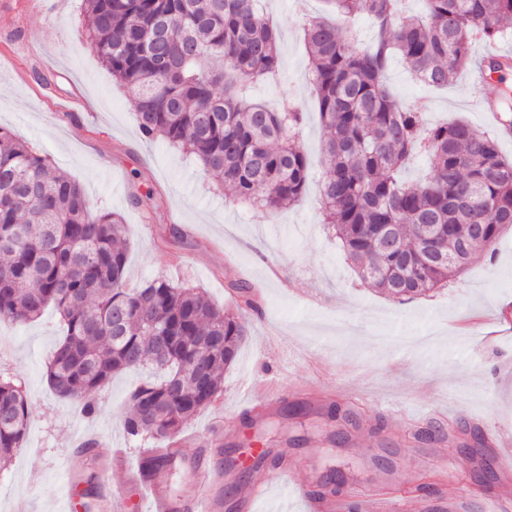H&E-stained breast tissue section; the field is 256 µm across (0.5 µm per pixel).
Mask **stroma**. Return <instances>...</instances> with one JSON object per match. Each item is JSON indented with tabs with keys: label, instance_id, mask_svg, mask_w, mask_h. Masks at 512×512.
Segmentation results:
<instances>
[{
	"label": "stroma",
	"instance_id": "1",
	"mask_svg": "<svg viewBox=\"0 0 512 512\" xmlns=\"http://www.w3.org/2000/svg\"><path fill=\"white\" fill-rule=\"evenodd\" d=\"M261 6L277 27L280 76L254 83L251 95L305 106L300 143L320 173L324 131L302 28L323 4ZM385 81L405 105L424 104L429 124L459 117L489 134L478 103L512 90V70L484 82L465 71L448 88L432 89L396 56ZM71 98L85 109L63 116ZM131 100L88 44L79 0H54L50 20L37 0H0V128L75 180L95 210L121 215L129 283L186 281L226 308L233 304L228 281H246L261 296L238 357L224 371L223 412L205 408L183 422L180 435L195 438L207 465L265 448L287 459L290 473L231 472L221 489L223 512H240L249 482L271 489L259 512H308L304 487L332 471L354 478L352 493L384 496L391 512H435L436 501L451 494L466 497L469 512H483L475 490H498L502 474L484 469L480 452L491 429H512V229L495 256L474 257L447 287L392 298L361 281L328 235L318 181L309 182L299 203L255 213L226 199L192 153L140 137ZM62 334L52 310L27 324L0 325V374L24 383L32 409L24 441L0 471V512H55L68 490L76 512H98L107 484L113 495L136 496L126 471L102 477L94 450L78 445L95 439L130 447L129 394L149 374L114 375L94 394L95 413L85 414L46 378ZM258 380L275 381L287 402L308 404L311 413L289 419L279 406L256 401L254 412L265 418L245 428L243 403ZM333 400L355 413L347 427L352 441L342 446L336 424L317 413Z\"/></svg>",
	"mask_w": 512,
	"mask_h": 512
}]
</instances>
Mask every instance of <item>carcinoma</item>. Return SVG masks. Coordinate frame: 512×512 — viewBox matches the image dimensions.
Wrapping results in <instances>:
<instances>
[{"instance_id":"1","label":"carcinoma","mask_w":512,"mask_h":512,"mask_svg":"<svg viewBox=\"0 0 512 512\" xmlns=\"http://www.w3.org/2000/svg\"><path fill=\"white\" fill-rule=\"evenodd\" d=\"M86 34L112 78L134 95L142 138L189 150L235 201L269 214L299 202L310 179L298 144L303 108L276 110L247 88L279 73L277 32L259 0H81ZM341 22L307 21L305 45L325 134L321 205L358 277L410 300L448 285L478 253L492 256L512 228V161L495 139L463 121L428 127L385 84L399 55L432 87L448 85L471 60L477 35L512 37V0H326ZM368 16L376 37L355 43L350 23ZM417 153L426 180L400 172ZM126 225L94 211L81 186L0 128V323H27L48 307L65 334L46 375L55 392L95 411L89 395L122 370L149 367L125 420L129 439L170 449L188 418L224 391V368L259 303L230 281L235 306H216L198 288L165 277L127 287ZM31 407L19 380L0 374V461L26 434ZM165 452L142 459L154 475ZM319 497L343 494L338 479Z\"/></svg>"}]
</instances>
